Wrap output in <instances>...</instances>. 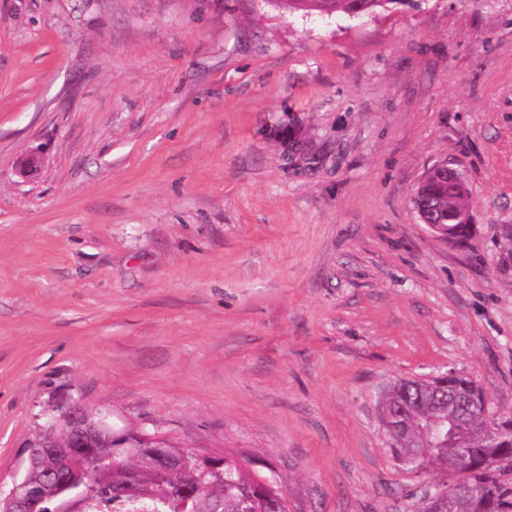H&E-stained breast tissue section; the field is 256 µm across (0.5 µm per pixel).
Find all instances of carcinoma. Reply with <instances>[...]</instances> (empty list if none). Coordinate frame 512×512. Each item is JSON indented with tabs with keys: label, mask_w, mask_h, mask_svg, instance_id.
I'll list each match as a JSON object with an SVG mask.
<instances>
[{
	"label": "carcinoma",
	"mask_w": 512,
	"mask_h": 512,
	"mask_svg": "<svg viewBox=\"0 0 512 512\" xmlns=\"http://www.w3.org/2000/svg\"><path fill=\"white\" fill-rule=\"evenodd\" d=\"M280 9L304 11L319 10L318 0H267ZM410 0H328L327 12L351 14L356 7L366 14L390 11ZM421 191L437 202L432 220L442 228H451L459 239L470 233L471 227L458 223V214L466 209L468 192L449 191L443 180L435 175L421 187ZM437 385L433 402L421 401V383L409 379L399 387L386 392V402L409 406L406 413L408 433L405 444L396 448V454H411L430 464L440 457L458 455L463 469L458 478L483 490V493L462 499L457 512H512V465L494 468L482 467L491 455L512 456V430L493 433L486 438H471L465 448L435 444L430 434L431 422L454 417V406L448 400L463 402L475 413L470 423H484L481 408L484 392L472 380L448 373L432 380ZM117 441L106 439L82 453L96 461L108 464L118 454L125 458V468L98 472L86 489L84 501L99 497L112 498V505L126 506L124 512H287V499L274 486L270 490L259 487L258 476L239 467L233 457H224V463L213 469L205 468L193 456H185L178 468L169 474L152 471L137 450L116 447ZM36 473L49 475L52 488L33 490L28 512H59L63 496H55L57 483L73 478L74 472L64 470L60 460L46 452L33 458Z\"/></svg>",
	"instance_id": "1"
}]
</instances>
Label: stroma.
Here are the masks:
<instances>
[{"mask_svg":"<svg viewBox=\"0 0 512 512\" xmlns=\"http://www.w3.org/2000/svg\"><path fill=\"white\" fill-rule=\"evenodd\" d=\"M448 371L512 414V0H0V486L79 399L290 512H417L380 400ZM318 1H328L327 11L319 9ZM269 4L280 10L304 11L306 13L318 11L326 13H344L351 15L356 7H362L366 14L391 11L397 5H407L410 0H267ZM418 191L427 193L429 198L438 204L432 215V220L437 224H430L427 221L423 206L420 204L417 195H415L414 206L416 213L422 223L428 224L429 229L435 234H437L439 226H441L443 229H446L448 226H450L449 228L455 230V233L460 241L467 237V235L470 233L471 225L467 226L463 224H471L472 222L471 213L465 205V199L468 195L467 189L465 192L462 190H455L450 192L449 189L444 186L443 180L439 176L435 175L432 177L429 183L423 187L418 188L417 192ZM465 209L467 210L460 213ZM459 213L461 224H458L457 221Z\"/></svg>","mask_w":512,"mask_h":512,"instance_id":"35a3bbf8","label":"stroma"}]
</instances>
